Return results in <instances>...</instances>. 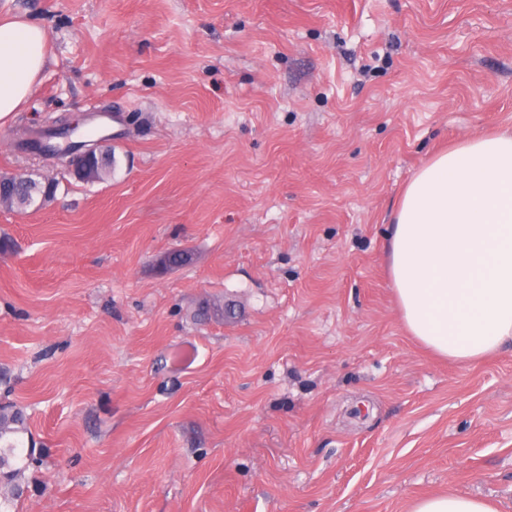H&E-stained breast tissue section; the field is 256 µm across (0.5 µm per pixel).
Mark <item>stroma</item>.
I'll use <instances>...</instances> for the list:
<instances>
[{
    "mask_svg": "<svg viewBox=\"0 0 512 512\" xmlns=\"http://www.w3.org/2000/svg\"><path fill=\"white\" fill-rule=\"evenodd\" d=\"M51 62L0 125V402L34 441L18 512H512V350L403 328L385 244L420 167L512 129V0H0ZM108 107L111 178L22 153ZM182 250L184 265L161 256ZM25 171H20L14 174L17 177V182H25V183H15L11 180L12 175L1 174V186L7 188L11 195L15 198L16 206L19 211L26 212L30 208L39 209L46 202L50 201L54 196L58 188V182L51 183L46 185V182H42L33 177V174H30V179L26 182ZM43 198V203L37 205L34 197ZM408 512H497L488 500L448 491L413 501Z\"/></svg>",
    "mask_w": 512,
    "mask_h": 512,
    "instance_id": "1",
    "label": "stroma"
}]
</instances>
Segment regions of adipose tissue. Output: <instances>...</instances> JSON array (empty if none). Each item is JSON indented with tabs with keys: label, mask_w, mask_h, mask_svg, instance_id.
I'll return each mask as SVG.
<instances>
[{
	"label": "adipose tissue",
	"mask_w": 512,
	"mask_h": 512,
	"mask_svg": "<svg viewBox=\"0 0 512 512\" xmlns=\"http://www.w3.org/2000/svg\"><path fill=\"white\" fill-rule=\"evenodd\" d=\"M49 59L44 30L0 19V125L21 111ZM401 320L437 357L475 367L512 346V132L466 137L408 181L387 243ZM408 512H497L454 492Z\"/></svg>",
	"instance_id": "obj_1"
}]
</instances>
